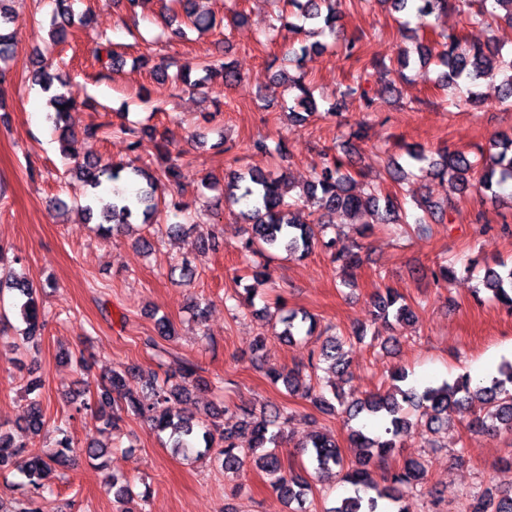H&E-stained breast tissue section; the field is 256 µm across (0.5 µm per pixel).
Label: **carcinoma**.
<instances>
[{"label": "carcinoma", "mask_w": 512, "mask_h": 512, "mask_svg": "<svg viewBox=\"0 0 512 512\" xmlns=\"http://www.w3.org/2000/svg\"><path fill=\"white\" fill-rule=\"evenodd\" d=\"M0 0V62L6 61L16 44L12 33L5 31L6 12ZM179 10L165 19L171 36H184L182 24L189 20L194 28L207 30L212 26V16L199 13L195 0H172ZM388 3L397 12H416L431 15L448 8L460 12L470 7V0H379ZM293 8L291 16L296 21L288 22V30L309 37L325 30L336 32L341 0H288ZM72 23L71 0H56L51 38L64 42L68 37V27ZM95 62L106 71L115 70L119 56L112 49L111 40L99 43L95 50ZM397 66L390 67L384 62L373 61L371 66L385 72L404 75L411 65L418 63L427 66L431 63L440 67L437 84L443 88L466 91L467 101L475 103L478 94L474 91L478 81L496 71L505 75V88L502 99L512 98V58L504 60L501 49L491 43L467 45L453 35H439L434 39L423 36L414 40V48L404 49L396 59ZM224 78V85L237 84L240 73L232 63L222 57L206 56L194 63V68H185L180 74L182 82L201 85L213 77ZM31 83L43 89L50 88L60 76L48 71L42 60L38 61L30 76ZM287 83V89H295L296 106L304 113H296L303 120L318 112L312 87L301 76L290 77L278 74L272 79V86ZM76 105V95L70 91L56 94L50 99L53 115L50 116L60 131V138L67 143L64 152L77 161V171L93 189L85 210L99 213L97 231L107 236L120 231L135 222L159 224L169 218L170 212L183 213L187 206L180 201L161 202L154 197L156 178L144 169L134 173L145 180V184L129 190L120 185L126 181L123 164H102L85 158L78 160L75 135L60 126L62 117ZM149 137L160 138L156 149L166 165L160 170L173 193L180 190V155H172L171 142L165 134H156L150 129ZM407 164L424 177L448 181L455 192L471 187L480 196L496 193V189L512 182V134L500 133L492 138L491 148L478 158H471L459 151L444 150L439 159L429 157L425 152L405 148ZM293 191L286 175L276 178L261 171H248L235 174L226 184L225 195L234 204L242 203L246 211L243 216L249 222L248 237L240 250L261 259L273 252L283 251L290 256L303 259L316 244L330 253L331 261L339 264L344 283L354 281L357 270L362 265L357 244L352 248H336V238L326 237L329 224L325 217L340 210L360 219L362 232L371 230L373 224L397 223L403 219L401 204L397 197L382 193L378 187L363 192L355 191V179L346 168L345 162L337 157L326 159L320 171L315 173V181L307 191L291 200L287 196ZM8 282L14 291L13 307L22 318L25 328L22 341L30 343L41 335L45 321L41 320L38 299L40 293L52 287L51 283L35 284L18 274L5 263V250L0 247V284ZM484 289L512 314V265L499 262L486 267L483 278ZM373 306L377 317L386 325L402 326L416 318L414 308L396 290L386 287L375 294ZM284 325L278 336L293 340L303 333L311 336L317 329V319L307 312L289 311L280 318ZM345 342L336 336H328L319 347L318 358L309 362L311 372L328 369L341 375L348 366ZM131 368L112 369V374L104 378L97 387L96 399L84 402L81 407L95 415L102 423V429L113 427L126 415L150 423L160 433H167L171 447L179 451L196 454L198 458H213V461L226 473H236L243 464V458L250 455L256 466L270 477L269 486L288 502L304 503L311 492V483L298 469L284 463L278 450L279 435L272 431L275 421L288 414L287 408H277L271 415L256 411L253 404L242 402L234 407L236 424L226 427L221 424L224 411L212 407L205 414L194 417L184 414L178 404L189 395L190 389L201 382L200 367L191 360L182 359L170 368V382L158 383V379L148 380L150 396L140 398L127 390ZM266 376L273 384L283 383L292 395L299 394L324 412L336 411V403L342 402L336 386H331L332 397L315 387L299 384L293 372L269 367ZM39 384L30 382L25 386L30 396L26 429L32 436L42 431L45 421L40 395L36 394ZM414 407L427 419L431 431L448 424V415L455 409L468 406L472 417L468 429L490 435L507 434L512 436V361L502 363L497 373L481 382H474L470 375L460 374L453 381L415 385L408 371L400 369L392 374V385L384 392H375L353 401L343 409L349 424V438L357 456L347 461L336 441L323 434H314L302 444V453L318 476L337 472L343 481L350 485V493L336 501V505L326 512H383L392 506L396 512H406L401 502L409 494L427 496L428 470L426 465L409 459L397 467L388 465L396 450L403 447L409 436L412 422L404 411V406ZM55 448L48 453L27 449L24 442H16L7 432L0 430V449L13 448L15 454L24 457L16 462L13 457L0 452V475L18 471L22 480L16 483L21 498L6 503L0 499V512H42L44 493L51 489V478L56 472L74 465L76 456L85 455L90 460L103 458L107 449L90 443L84 448L75 445L66 426L56 427ZM383 474L382 483H377L371 471ZM111 489L114 501L122 505L121 512H143L148 492L133 496L130 488L112 479ZM467 512H512V491L488 490L472 499L466 506Z\"/></svg>", "instance_id": "1"}]
</instances>
